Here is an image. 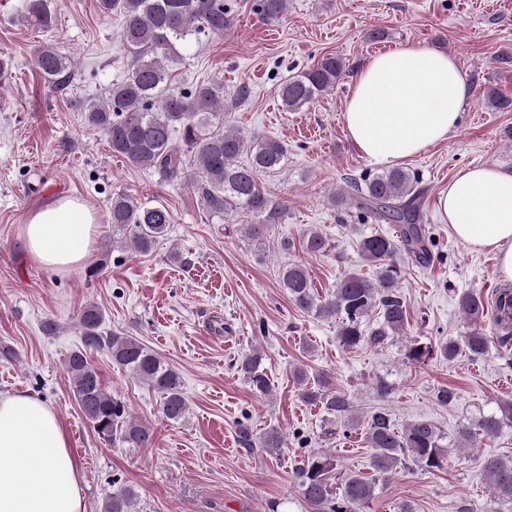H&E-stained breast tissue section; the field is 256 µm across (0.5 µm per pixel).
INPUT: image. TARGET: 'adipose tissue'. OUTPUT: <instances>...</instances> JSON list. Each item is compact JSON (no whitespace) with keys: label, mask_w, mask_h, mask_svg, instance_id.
Masks as SVG:
<instances>
[{"label":"adipose tissue","mask_w":512,"mask_h":512,"mask_svg":"<svg viewBox=\"0 0 512 512\" xmlns=\"http://www.w3.org/2000/svg\"><path fill=\"white\" fill-rule=\"evenodd\" d=\"M468 86L456 59L419 43L367 58L343 110L357 152L390 165L447 140ZM439 208L452 234L498 256L512 282V172L492 165L461 169ZM97 228L81 199L61 197L32 208L21 228L30 258L57 272L88 262ZM81 465L56 410L36 394H0V512H85Z\"/></svg>","instance_id":"obj_1"}]
</instances>
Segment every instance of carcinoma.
Instances as JSON below:
<instances>
[{"label": "carcinoma", "mask_w": 512, "mask_h": 512, "mask_svg": "<svg viewBox=\"0 0 512 512\" xmlns=\"http://www.w3.org/2000/svg\"><path fill=\"white\" fill-rule=\"evenodd\" d=\"M256 10L269 22L282 18L288 0H257ZM104 16H123L122 41L130 66L124 78L108 85L101 99L84 108L88 125L102 131L112 154L129 164L156 171L166 181H181L198 197L211 219L244 212L253 218L250 238L259 240L271 224H281L288 204L264 192L259 175L279 169L285 148L270 136H246L224 120V83L214 80L191 89H180L168 62L176 53V43L188 42L201 31L221 36L232 25L224 0H98ZM15 11L44 32L55 29L49 0H17ZM42 77L55 88H65L72 78L73 64L58 44L43 47L37 57ZM345 71V63L327 55L316 65L291 77L280 88L287 112H296L332 90ZM179 143H173L174 137ZM416 177L402 168L378 173L360 184L348 182L340 194L362 218L377 224H392L395 236L371 233L361 238L358 249L362 261L375 278L349 272L332 291L317 295L307 268L301 263L282 267L279 280L290 301L299 310L318 317L339 320L337 340L345 349L375 345L388 336L404 333L407 309L398 293L401 269L398 255L404 254L420 266L434 261L435 241L422 224L420 193ZM110 221L113 231L127 236L131 250L149 252L165 236L173 223L170 209L159 201H144L125 192L112 194ZM301 247L309 255L332 249L330 239L315 229L303 231ZM495 302L502 316L495 331L497 341H512V289L497 292ZM458 306L471 331L463 344L454 341L423 343L411 340L407 358L421 363L440 355L452 360L460 348L479 359L489 352L491 336L485 328L488 309L484 298L472 291L459 295ZM378 310L379 324L368 328L365 320ZM102 310L86 305L78 317L81 347L69 353L65 369L73 396L93 430L104 440L119 441L130 448H144L153 439V429L130 417L124 404L104 387L102 379L87 359V351L106 350L112 362L145 382L160 396V412L168 421L186 417L188 403L179 373L133 336L103 335ZM238 372L252 390L266 396L271 382L262 368V357L252 353L241 358ZM298 395L310 404L320 402L338 417L350 412L346 395L328 393L308 386L307 375L295 373ZM500 414L480 417L459 430L458 445L464 447L478 435L493 436L512 422V403L499 407ZM245 448H258L277 458L288 447L286 436L272 427L254 437L249 419L236 423ZM441 434L428 421H414L397 428L382 408L367 421L366 441L371 448L370 475H338L336 456L311 451L296 465L293 479L299 496L311 512H366L376 498L378 483L398 468L417 467L431 472L448 462ZM482 469L495 497L512 501V459L488 458ZM138 494L132 488L108 496L101 512H136Z\"/></svg>", "instance_id": "cac0c4a2"}]
</instances>
